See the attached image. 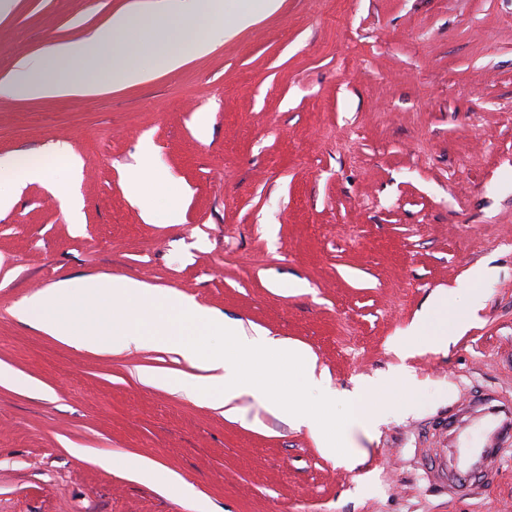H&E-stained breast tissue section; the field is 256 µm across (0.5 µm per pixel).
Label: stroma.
<instances>
[{
	"mask_svg": "<svg viewBox=\"0 0 512 512\" xmlns=\"http://www.w3.org/2000/svg\"><path fill=\"white\" fill-rule=\"evenodd\" d=\"M129 0H14L0 78ZM209 118L200 139L199 115ZM190 194L179 224L127 194L144 141ZM79 161L71 223L50 176ZM40 160L42 178L7 159ZM0 512H512V456L464 498L430 465L452 406L512 402V0H282L178 71L94 96H0ZM484 306L470 315L474 268ZM172 289L311 350L355 410L329 456L264 397L236 416L145 384L193 374L165 347L89 352L20 321L60 280ZM470 317L447 351L394 349L436 290ZM140 455L189 487L96 458Z\"/></svg>",
	"mask_w": 512,
	"mask_h": 512,
	"instance_id": "35a3bbf8",
	"label": "stroma"
}]
</instances>
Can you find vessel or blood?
Returning a JSON list of instances; mask_svg holds the SVG:
<instances>
[{
    "mask_svg": "<svg viewBox=\"0 0 512 512\" xmlns=\"http://www.w3.org/2000/svg\"><path fill=\"white\" fill-rule=\"evenodd\" d=\"M476 424L486 429L485 443H465L468 429ZM446 434V446L436 451V473L463 496L486 481L512 449V404L489 394L460 404L448 417Z\"/></svg>",
    "mask_w": 512,
    "mask_h": 512,
    "instance_id": "1",
    "label": "vessel or blood"
}]
</instances>
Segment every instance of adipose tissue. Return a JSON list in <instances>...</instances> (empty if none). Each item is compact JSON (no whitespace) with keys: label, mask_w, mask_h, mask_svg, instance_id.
Segmentation results:
<instances>
[{"label":"adipose tissue","mask_w":512,"mask_h":512,"mask_svg":"<svg viewBox=\"0 0 512 512\" xmlns=\"http://www.w3.org/2000/svg\"><path fill=\"white\" fill-rule=\"evenodd\" d=\"M278 6V0H154L141 10H121L90 35L26 57L0 79V95L33 99L121 89L149 72L178 69ZM127 190L147 223H180L188 190L158 168L151 153H144Z\"/></svg>","instance_id":"adipose-tissue-1"}]
</instances>
